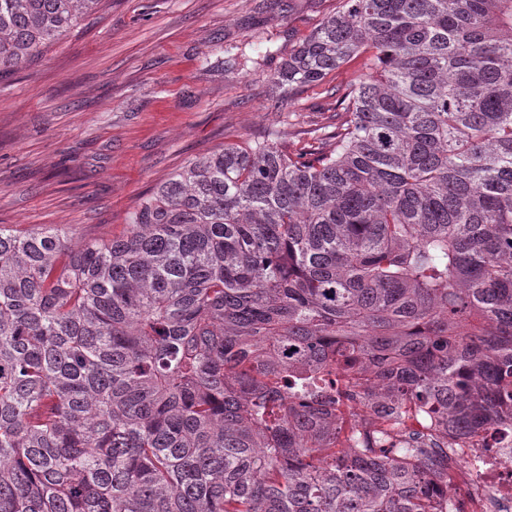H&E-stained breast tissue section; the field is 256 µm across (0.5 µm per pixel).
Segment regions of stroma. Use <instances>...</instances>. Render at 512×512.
Returning <instances> with one entry per match:
<instances>
[{"instance_id":"stroma-1","label":"stroma","mask_w":512,"mask_h":512,"mask_svg":"<svg viewBox=\"0 0 512 512\" xmlns=\"http://www.w3.org/2000/svg\"><path fill=\"white\" fill-rule=\"evenodd\" d=\"M336 0H107L0 78V224L121 235L140 198L224 145L332 124L324 87L273 107L269 77ZM247 44L259 68L229 67Z\"/></svg>"}]
</instances>
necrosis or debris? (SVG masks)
Listing matches in <instances>:
<instances>
[{"label":"necrosis or debris","instance_id":"1","mask_svg":"<svg viewBox=\"0 0 512 512\" xmlns=\"http://www.w3.org/2000/svg\"><path fill=\"white\" fill-rule=\"evenodd\" d=\"M387 434L391 444L424 443L448 461V498L456 512H512V421L460 434L409 406Z\"/></svg>","mask_w":512,"mask_h":512}]
</instances>
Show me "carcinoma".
I'll return each mask as SVG.
<instances>
[{
    "mask_svg": "<svg viewBox=\"0 0 512 512\" xmlns=\"http://www.w3.org/2000/svg\"><path fill=\"white\" fill-rule=\"evenodd\" d=\"M100 0H0V77ZM338 122L230 144L74 247L0 225V512H450L362 386L512 419V0H336L270 83Z\"/></svg>",
    "mask_w": 512,
    "mask_h": 512,
    "instance_id": "cac0c4a2",
    "label": "carcinoma"
}]
</instances>
